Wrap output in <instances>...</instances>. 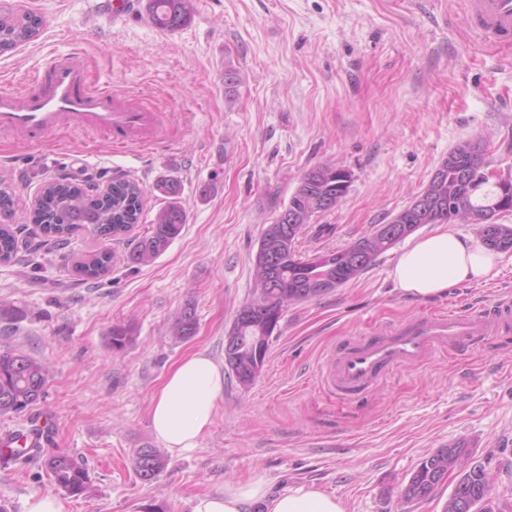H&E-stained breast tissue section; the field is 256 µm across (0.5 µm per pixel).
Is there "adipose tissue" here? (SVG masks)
Returning a JSON list of instances; mask_svg holds the SVG:
<instances>
[{
    "label": "adipose tissue",
    "instance_id": "adipose-tissue-1",
    "mask_svg": "<svg viewBox=\"0 0 512 512\" xmlns=\"http://www.w3.org/2000/svg\"><path fill=\"white\" fill-rule=\"evenodd\" d=\"M495 263V253L486 246L442 224L406 246L390 275L403 292L427 298L444 293L450 285L487 278ZM223 392L222 365L202 352L182 358L166 374L151 403L157 440L174 455L197 448L213 423ZM192 512H344V508L335 497L313 487L273 496L264 482L248 481L196 497Z\"/></svg>",
    "mask_w": 512,
    "mask_h": 512
}]
</instances>
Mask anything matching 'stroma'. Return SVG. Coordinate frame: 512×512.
Wrapping results in <instances>:
<instances>
[{
    "mask_svg": "<svg viewBox=\"0 0 512 512\" xmlns=\"http://www.w3.org/2000/svg\"><path fill=\"white\" fill-rule=\"evenodd\" d=\"M136 2L116 23L101 0H0V11L44 20L31 42L0 54V90L20 89L49 56L77 51L100 84L167 117L164 140L150 147L118 148L101 131L29 147L0 136V183L14 191L22 229L16 259L0 263V299L24 312L0 321V347L50 367L44 399L0 415V433L53 418L42 456L0 459V504L27 512L30 500L56 494L65 512H142L155 501L192 512L197 495L261 479L274 495L314 487L346 512H443L452 483L418 504L397 491L428 451L462 442L512 512V333L407 367L345 403L320 380L343 337L512 298V251L486 280L421 299L390 277L395 246L342 287L288 305L262 374L245 389L225 373L198 447L169 456L154 482L138 478L134 451L157 443L150 406L164 375L194 352L223 362L224 338L253 296L262 230L305 172L333 163L353 174L346 197L317 218L333 233L301 237L308 251L346 247L387 223L462 142L484 140L493 168L512 174V49L470 30L464 0H194L190 22L173 32L150 23L146 0ZM229 61L240 72L231 97ZM117 176L145 192L133 236L149 233L157 186L168 178L182 183L188 219L152 264L127 266L128 243L116 241L110 271L86 280L74 265L100 241L83 232L62 248L42 244L35 199L54 178L102 190ZM188 306L198 328L181 340L171 326ZM116 320L134 329L120 351L108 342ZM58 448L86 460L85 495L59 494L48 476L42 457Z\"/></svg>",
    "mask_w": 512,
    "mask_h": 512,
    "instance_id": "obj_1",
    "label": "stroma"
}]
</instances>
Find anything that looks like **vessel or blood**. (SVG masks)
Segmentation results:
<instances>
[{
    "mask_svg": "<svg viewBox=\"0 0 512 512\" xmlns=\"http://www.w3.org/2000/svg\"><path fill=\"white\" fill-rule=\"evenodd\" d=\"M471 27L486 41L512 46V0H466ZM106 131L114 145L153 144L160 114L120 91L99 88L81 53L52 59L22 92H0V135L29 146L73 130ZM512 327V302L480 311H430L394 327L340 342L329 355L325 381L350 399L374 389L394 369L422 363L438 351H464Z\"/></svg>",
    "mask_w": 512,
    "mask_h": 512,
    "instance_id": "1",
    "label": "vessel or blood"
}]
</instances>
